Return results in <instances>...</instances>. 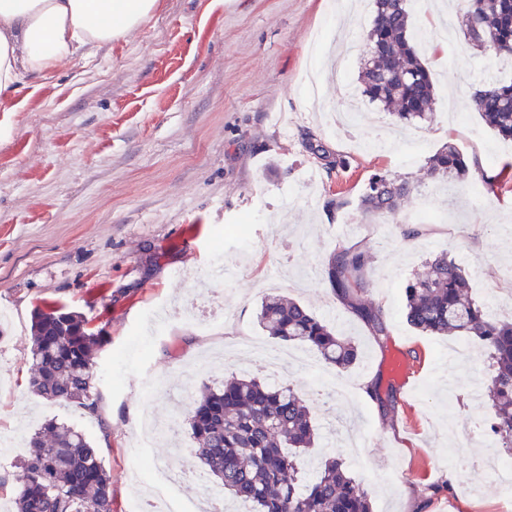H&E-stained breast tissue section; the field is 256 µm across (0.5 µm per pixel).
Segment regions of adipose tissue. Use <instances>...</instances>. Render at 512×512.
Returning a JSON list of instances; mask_svg holds the SVG:
<instances>
[{"mask_svg": "<svg viewBox=\"0 0 512 512\" xmlns=\"http://www.w3.org/2000/svg\"><path fill=\"white\" fill-rule=\"evenodd\" d=\"M159 0H0V108L16 110L19 89L76 56L134 31Z\"/></svg>", "mask_w": 512, "mask_h": 512, "instance_id": "adipose-tissue-1", "label": "adipose tissue"}]
</instances>
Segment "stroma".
<instances>
[{
  "label": "stroma",
  "mask_w": 512,
  "mask_h": 512,
  "mask_svg": "<svg viewBox=\"0 0 512 512\" xmlns=\"http://www.w3.org/2000/svg\"><path fill=\"white\" fill-rule=\"evenodd\" d=\"M336 0H161L128 39L76 57L17 94L0 112V435L28 439L53 419L82 432L112 478V512L154 497L150 477L133 480L134 434L143 409L176 425L147 453L193 473L184 409L202 387L241 370L302 392L318 429L316 446L340 454L373 512H503L492 478L466 468L481 442L448 436L472 417H491L474 383L489 378L482 352L449 359L455 340L411 328L404 288L433 254L445 252L495 318L512 297V180L474 199L448 196L421 178L446 143L488 175L512 162V141L470 104L487 78L512 80V60L471 49L460 30L438 39L442 11L461 17L464 0H410L416 47L436 82V110L419 125L398 123L367 99L353 101L369 18L338 15ZM377 173L419 184L397 218L364 216L359 201ZM358 227L344 231L348 216ZM420 226L415 238L406 227ZM368 257L367 299L389 333L375 339L323 279L336 248ZM306 305L336 333L353 337L352 386L304 366L270 374L281 350L257 320L264 294ZM80 313L103 345L94 369L98 414L28 390L36 309ZM247 336L255 350L224 357V340ZM411 377L386 410L363 382L393 383L394 354ZM376 447L354 456L336 424ZM483 485L482 496L464 492Z\"/></svg>",
  "instance_id": "obj_1"
}]
</instances>
